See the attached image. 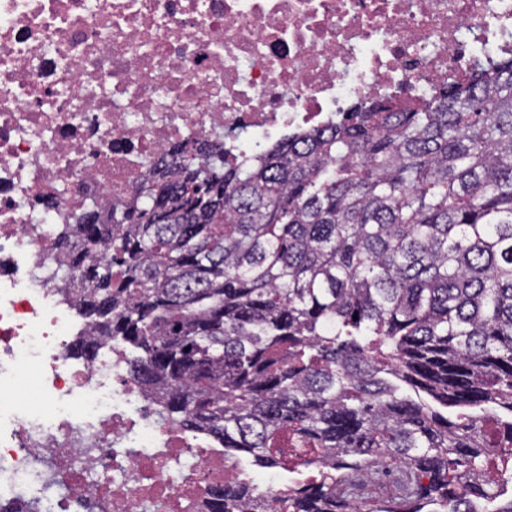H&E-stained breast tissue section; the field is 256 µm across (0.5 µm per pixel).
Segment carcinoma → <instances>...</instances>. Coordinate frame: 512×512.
I'll use <instances>...</instances> for the list:
<instances>
[{
	"label": "carcinoma",
	"mask_w": 512,
	"mask_h": 512,
	"mask_svg": "<svg viewBox=\"0 0 512 512\" xmlns=\"http://www.w3.org/2000/svg\"><path fill=\"white\" fill-rule=\"evenodd\" d=\"M173 153L142 206L60 225L103 256L54 273L158 419L261 468L297 449L320 479L288 512H512V52L260 156ZM255 491L229 481L210 512H277Z\"/></svg>",
	"instance_id": "carcinoma-1"
}]
</instances>
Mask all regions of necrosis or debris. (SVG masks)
<instances>
[{"instance_id":"1","label":"necrosis or debris","mask_w":512,"mask_h":512,"mask_svg":"<svg viewBox=\"0 0 512 512\" xmlns=\"http://www.w3.org/2000/svg\"><path fill=\"white\" fill-rule=\"evenodd\" d=\"M512 48V0H0V507L207 512L235 465L156 405L63 302L56 228L138 207L149 160L186 140L243 154L342 103L428 97Z\"/></svg>"}]
</instances>
